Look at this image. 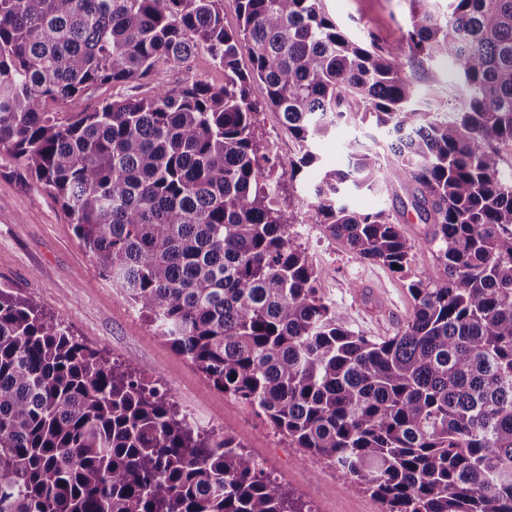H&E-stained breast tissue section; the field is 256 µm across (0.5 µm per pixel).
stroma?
<instances>
[{"label": "stroma", "mask_w": 512, "mask_h": 512, "mask_svg": "<svg viewBox=\"0 0 512 512\" xmlns=\"http://www.w3.org/2000/svg\"><path fill=\"white\" fill-rule=\"evenodd\" d=\"M326 7L347 32L372 33L392 46L406 42L405 0H326ZM407 76L424 103L454 98L461 90L455 73L443 69L434 73L411 69ZM192 79L220 85L224 72L201 49L187 67H160L153 84L176 88ZM352 135L350 128L341 126L315 143L317 166L301 173L291 200L299 212L297 230L308 258L321 271L320 295L344 315L352 332L379 341L394 336L408 320L412 312L408 284L433 269L435 255L425 241L427 226L414 209L410 192L397 184L380 192L354 193L350 203L364 211L384 209L399 219L415 244L404 272L359 259L316 224L308 207L310 188L319 169L344 164L345 144ZM0 284L33 299L48 315L63 316L71 333L105 359L131 362L205 430L236 436L264 467L277 473L286 490L309 502L316 512H381L370 495L349 490L343 472L306 459L302 449L263 417L209 386L189 359L164 344L123 293L100 275L57 200L8 156L0 158Z\"/></svg>", "instance_id": "obj_1"}]
</instances>
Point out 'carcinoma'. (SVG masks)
Listing matches in <instances>:
<instances>
[{"instance_id": "cac0c4a2", "label": "carcinoma", "mask_w": 512, "mask_h": 512, "mask_svg": "<svg viewBox=\"0 0 512 512\" xmlns=\"http://www.w3.org/2000/svg\"><path fill=\"white\" fill-rule=\"evenodd\" d=\"M408 2L406 45L392 47L345 32L325 0H237L232 29L224 0H0V155L60 200L166 345L382 512H512V0ZM200 48L224 84L83 103ZM438 63L462 95L425 110L406 71ZM266 108L297 156L271 155ZM366 123L437 261L382 341L319 295L299 213L281 201L318 139ZM371 140L346 143V167L319 175L309 206L359 258L402 272L415 244L397 218L345 201L380 185ZM0 512L313 508L235 436L1 286Z\"/></svg>"}]
</instances>
